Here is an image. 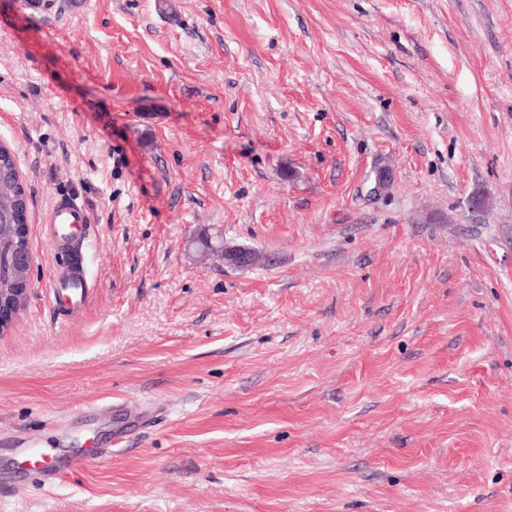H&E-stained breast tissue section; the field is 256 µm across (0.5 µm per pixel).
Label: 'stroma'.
<instances>
[{
    "label": "stroma",
    "instance_id": "35a3bbf8",
    "mask_svg": "<svg viewBox=\"0 0 512 512\" xmlns=\"http://www.w3.org/2000/svg\"><path fill=\"white\" fill-rule=\"evenodd\" d=\"M55 2L0 0V512H512V0ZM0 199L19 200L21 206H14L9 224H2L0 219V234L7 228L14 227L15 224H25V215L28 213V197L24 183L17 174V165L13 154L7 149L3 152V158H0ZM46 224L50 227L52 237H65L73 225L84 228L88 224V215L82 205L62 200L50 210ZM22 241V237H7L0 243V288L3 285V288L0 289V334H4L10 329L12 322L23 309L22 305H25L28 298L30 274L33 264V257L29 247L27 253H21L19 255L17 263V269L21 278L26 280V288H15L13 285H10V283H7L13 264L12 247ZM21 289H23L21 295V297H23V304L15 306L10 301H6V298L11 296L10 291H18ZM72 279L77 280L76 286L63 287L64 295L58 287H52V296L54 306L58 311V316L64 322L81 305L85 304L93 295L94 286L84 283L82 279L75 276ZM19 469L26 473L37 474L47 481L56 479L63 473L61 460L51 452L50 448L25 450L20 457Z\"/></svg>",
    "mask_w": 512,
    "mask_h": 512
}]
</instances>
